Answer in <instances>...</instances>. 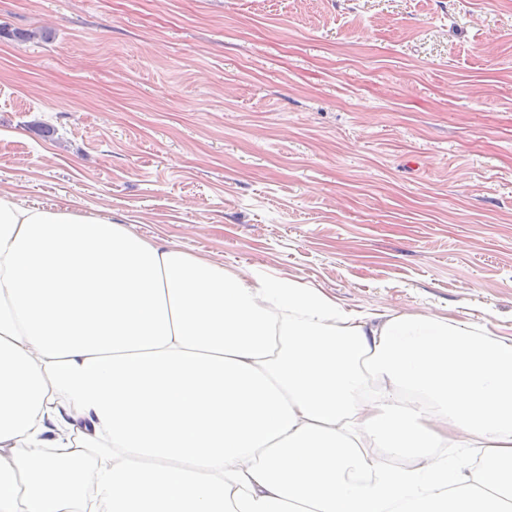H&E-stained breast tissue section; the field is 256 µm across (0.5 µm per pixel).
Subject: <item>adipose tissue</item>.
<instances>
[{
  "instance_id": "ef3b65f1",
  "label": "adipose tissue",
  "mask_w": 512,
  "mask_h": 512,
  "mask_svg": "<svg viewBox=\"0 0 512 512\" xmlns=\"http://www.w3.org/2000/svg\"><path fill=\"white\" fill-rule=\"evenodd\" d=\"M0 512H512V336L0 192Z\"/></svg>"
}]
</instances>
